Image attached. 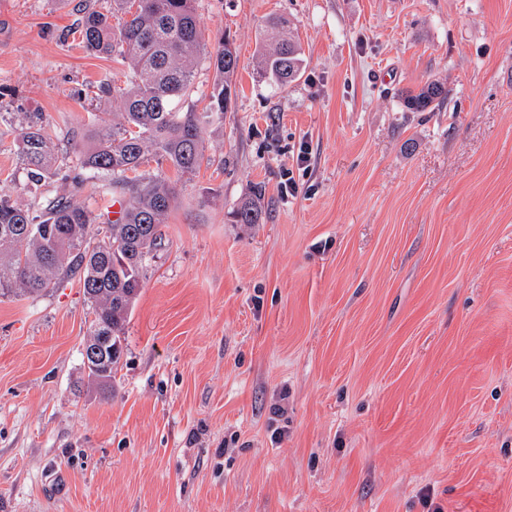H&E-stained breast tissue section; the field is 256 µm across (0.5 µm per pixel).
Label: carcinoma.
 Instances as JSON below:
<instances>
[{"instance_id": "obj_1", "label": "carcinoma", "mask_w": 512, "mask_h": 512, "mask_svg": "<svg viewBox=\"0 0 512 512\" xmlns=\"http://www.w3.org/2000/svg\"><path fill=\"white\" fill-rule=\"evenodd\" d=\"M120 16L114 26L111 17ZM272 42L260 60V74L286 86L304 68L301 46L290 21H268ZM84 47L114 56L127 65L126 87L116 88L122 120L101 116L98 142L82 152H56L53 135L40 112H0V127L17 132L16 188L28 196L21 203L0 194V295L24 296L49 292L71 276L79 277L91 302L90 342L100 336L112 343L100 353L88 378L102 392L112 390V374L121 358L124 324L142 287L143 272L161 238V226L172 210L175 189L165 176L135 172L148 154L168 162L179 177L202 166L204 132L232 111L236 97L233 77L238 69L233 40L222 35L207 50L194 10V0H112L104 13L87 7L79 25ZM216 73L208 103L199 111L189 103L201 59ZM448 90L430 80L408 93L405 107L425 112L442 106ZM89 173L104 196L121 206L119 217L94 211L65 194H51V182H66L69 172ZM241 224H257L262 210L255 200L236 212Z\"/></svg>"}]
</instances>
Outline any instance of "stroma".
I'll return each instance as SVG.
<instances>
[{
  "mask_svg": "<svg viewBox=\"0 0 512 512\" xmlns=\"http://www.w3.org/2000/svg\"><path fill=\"white\" fill-rule=\"evenodd\" d=\"M237 98L113 389L78 280L0 297V512H512V0H195ZM81 0H0V112L120 120ZM306 64L259 77L267 20ZM440 80L442 109L403 91ZM259 196L262 219L235 212Z\"/></svg>",
  "mask_w": 512,
  "mask_h": 512,
  "instance_id": "obj_1",
  "label": "stroma"
}]
</instances>
